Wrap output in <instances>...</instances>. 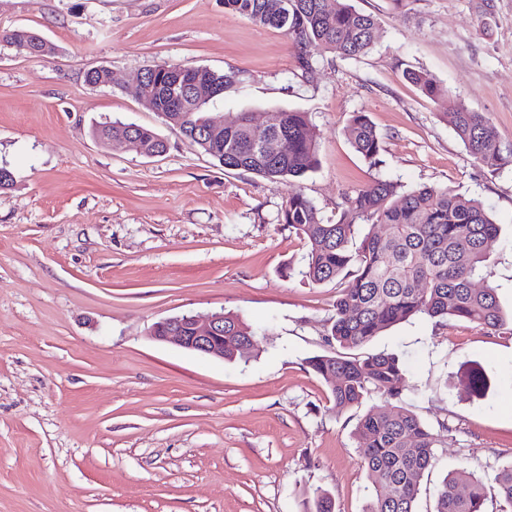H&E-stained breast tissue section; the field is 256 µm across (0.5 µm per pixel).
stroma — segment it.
<instances>
[{
  "mask_svg": "<svg viewBox=\"0 0 512 512\" xmlns=\"http://www.w3.org/2000/svg\"><path fill=\"white\" fill-rule=\"evenodd\" d=\"M380 39L367 54L305 71L279 30L223 0H0V31L28 28L53 58L0 45V512H307L315 488L335 512L373 491L356 426L370 401L336 411L306 364L326 341L338 282L297 276L306 240L278 221L298 189L326 218L347 192L386 178L449 187L500 227L484 273L512 310V166L475 162L443 115L485 113L512 144V0H352ZM234 73L206 105L308 113L319 166L297 185L219 166L129 92L143 68ZM112 83L94 87L88 70ZM448 90L424 96L405 72ZM382 137L369 165L349 144L353 113ZM134 122L164 154L102 145L92 128ZM231 312L256 330L248 360L154 340L164 319ZM397 355L402 398L443 440L420 482L433 512L464 470L499 512L494 477L512 463V333L414 318L357 348ZM479 364L490 386L464 382Z\"/></svg>",
  "mask_w": 512,
  "mask_h": 512,
  "instance_id": "obj_1",
  "label": "stroma"
}]
</instances>
